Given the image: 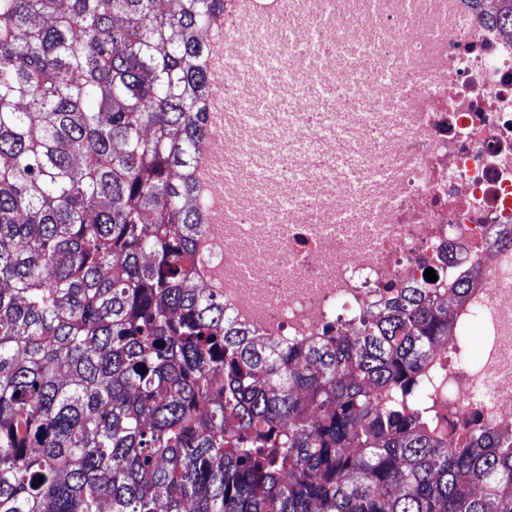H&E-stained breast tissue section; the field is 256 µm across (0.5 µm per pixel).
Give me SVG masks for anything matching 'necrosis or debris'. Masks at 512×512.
<instances>
[{
  "instance_id": "obj_1",
  "label": "necrosis or debris",
  "mask_w": 512,
  "mask_h": 512,
  "mask_svg": "<svg viewBox=\"0 0 512 512\" xmlns=\"http://www.w3.org/2000/svg\"><path fill=\"white\" fill-rule=\"evenodd\" d=\"M500 0H248L239 21L264 45L305 96L317 80L352 87L369 105L344 118L354 141L355 185L319 178L292 181L288 213L269 208L250 182L220 177L202 186L200 207L231 216L205 242L225 309L261 339L288 347L330 328L353 333L400 289L429 288L439 301L469 280L472 296L457 309L451 341L441 343L423 394L436 433L456 441L465 431L512 435V246L494 242L512 227V30L487 19ZM317 25L325 43L373 47L344 63L326 54L311 70L301 51L265 25ZM431 88L416 83L418 71ZM402 97L398 112L383 108ZM335 119L314 124L294 113L288 126L237 123L224 115L213 131L225 160L244 162L258 140L296 164L325 163ZM362 221L340 224V211ZM436 273L427 281L426 269ZM483 321L479 359L454 337Z\"/></svg>"
}]
</instances>
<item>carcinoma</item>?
Returning <instances> with one entry per match:
<instances>
[{
  "label": "carcinoma",
  "instance_id": "carcinoma-1",
  "mask_svg": "<svg viewBox=\"0 0 512 512\" xmlns=\"http://www.w3.org/2000/svg\"><path fill=\"white\" fill-rule=\"evenodd\" d=\"M223 14L0 0V512H512V438L376 400L448 340L427 289L280 348L201 287Z\"/></svg>",
  "mask_w": 512,
  "mask_h": 512
}]
</instances>
